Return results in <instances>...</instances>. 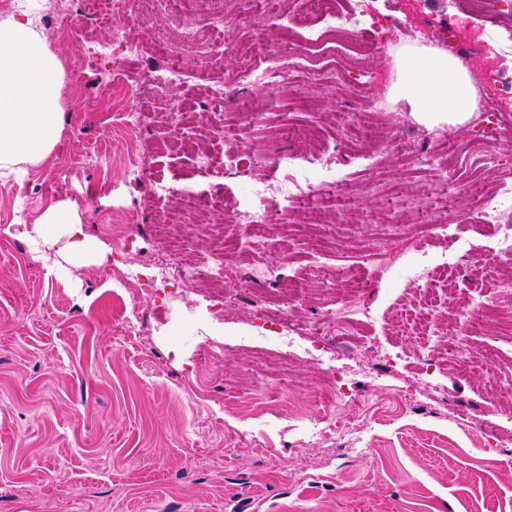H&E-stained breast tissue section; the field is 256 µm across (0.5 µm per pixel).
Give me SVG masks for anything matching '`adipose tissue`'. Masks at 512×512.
Masks as SVG:
<instances>
[{
  "label": "adipose tissue",
  "instance_id": "obj_1",
  "mask_svg": "<svg viewBox=\"0 0 512 512\" xmlns=\"http://www.w3.org/2000/svg\"><path fill=\"white\" fill-rule=\"evenodd\" d=\"M38 7V0H25L19 16L0 20V171L18 176L44 161L60 135L58 88L63 70L33 24ZM396 69L395 91L421 122L457 127L478 106L469 76L448 54L408 46L398 54ZM60 234L68 240L70 260L80 261L92 252L98 261H106V253L95 251L67 201L50 206L34 224V259H44V245Z\"/></svg>",
  "mask_w": 512,
  "mask_h": 512
}]
</instances>
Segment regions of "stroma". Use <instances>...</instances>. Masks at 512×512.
I'll use <instances>...</instances> for the list:
<instances>
[{"instance_id": "stroma-1", "label": "stroma", "mask_w": 512, "mask_h": 512, "mask_svg": "<svg viewBox=\"0 0 512 512\" xmlns=\"http://www.w3.org/2000/svg\"><path fill=\"white\" fill-rule=\"evenodd\" d=\"M230 40L240 56L220 48L215 16L187 0L156 7L148 26L135 10L108 19L74 11L60 33L49 0L36 26L64 71L59 90L61 132L52 154L22 179L0 176V512H512V479L495 460L510 448L474 454L468 430L512 433V390L489 398L483 374L426 337L392 335L396 311L417 294L407 278L419 227H461V273L454 295L474 293V272L512 267L494 250L493 236L467 219L468 206L499 179L494 166L475 167L482 139L474 121L428 128L396 99L394 58L408 45H432L438 27L451 25L453 42L469 55V69L512 73V53H479L488 33L512 41V15L466 12L461 0H368L372 45L368 69L350 73L351 49L310 43L287 16L295 0H249L262 25L237 18V0H223ZM191 14L198 36L185 41L180 17ZM117 27H135L134 54L94 57V44ZM282 81L266 79L271 59ZM179 68L184 85L152 86L159 101L187 102L197 114L187 129L195 153L167 148L169 122L156 115L127 127L146 76ZM309 70L342 74L335 94L299 101ZM237 92L222 129L211 125L210 89ZM378 115L360 154L332 156L336 182L326 196L271 197L273 221L262 251L249 246V229L225 222L219 208L197 211L190 225L186 265L210 262L212 242L224 236L222 278L206 285L124 287L113 276L147 266L156 255L154 226L178 213L173 190L190 184L213 195L256 205L249 183L225 178L232 142L248 137L263 156L305 152L342 141L337 112ZM448 144L458 162L447 170L419 165L417 147ZM214 162L201 169L196 152ZM163 171L164 191L132 184L139 155ZM72 203L84 234L109 255L88 258L67 274L50 273L61 261L64 238L34 260L28 234L51 205ZM130 228L139 254H125L113 233ZM333 235L335 247L315 255L309 237ZM393 235L384 254L363 248V237ZM268 267L253 284L254 266ZM223 292L224 308L212 306ZM377 318L353 358L336 361L347 397L337 408L320 403L323 370L309 356L285 357L275 333L245 323L246 310L265 303L287 307L311 338L340 335L334 313L344 296ZM133 307L126 328L123 306ZM222 347L197 360L204 338ZM340 420L360 448H332L309 440L303 424Z\"/></svg>"}]
</instances>
